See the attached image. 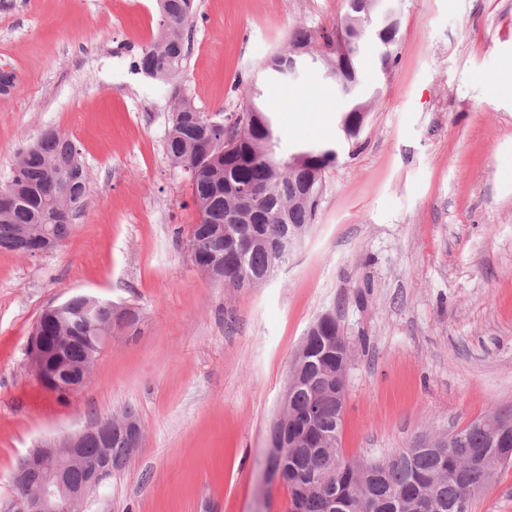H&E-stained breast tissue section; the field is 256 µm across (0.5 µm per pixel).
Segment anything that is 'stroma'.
I'll return each mask as SVG.
<instances>
[{"instance_id": "obj_1", "label": "stroma", "mask_w": 512, "mask_h": 512, "mask_svg": "<svg viewBox=\"0 0 512 512\" xmlns=\"http://www.w3.org/2000/svg\"><path fill=\"white\" fill-rule=\"evenodd\" d=\"M178 83L204 115L252 88L278 153L331 143L317 220L272 280L236 288L192 263L199 219L165 149L170 87L137 70L157 0H0V179L48 130L79 147L87 193L56 251H0V501L40 439L134 407L141 448L85 512H288L264 477L290 361L312 322L348 342L341 448L373 461L512 409V0H402L397 61L365 69L376 103L358 143L321 64L266 60L292 31L329 29L345 0H196ZM89 293L135 308L87 384L45 390L25 350L48 305Z\"/></svg>"}]
</instances>
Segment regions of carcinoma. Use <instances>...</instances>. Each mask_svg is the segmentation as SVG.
<instances>
[{
  "mask_svg": "<svg viewBox=\"0 0 512 512\" xmlns=\"http://www.w3.org/2000/svg\"><path fill=\"white\" fill-rule=\"evenodd\" d=\"M172 26L142 49L136 66L147 75L172 84L175 102L166 136V152L179 170L195 171L190 179L193 202L199 221L187 240L191 261L198 269L236 288L252 287L274 278L285 265L279 255L281 243L301 234L314 223L325 190V172L338 153L330 144L299 146L288 155H279V135L274 117L259 104L261 93L253 89L231 128L251 130L235 139L224 128H203L193 119L194 105L183 96L177 80L188 56L184 31L192 7L188 0H167ZM377 45L375 63L386 73L395 62L394 46L398 30L371 26ZM366 34L345 48L336 47L335 29H324L315 38L305 28L296 29L288 50L271 55L265 68L279 79H290L294 68L288 57L307 50L314 60H322L331 70L330 78L349 103L340 124L350 128L356 121L354 109L373 106L375 96L362 86L360 71ZM244 182L254 190L252 208L241 223L229 222L237 199L230 186ZM0 195V249L21 252L27 248L23 230L48 224L57 240H64L71 221L60 222L55 209L63 202L71 211L80 207L87 189V177L80 151L67 135L56 133L27 146L7 176ZM242 235L255 240L243 255L237 248ZM93 327L76 324V339L69 344L66 358L76 367L84 359ZM345 337L336 319L326 321L307 345L298 350L300 361L316 359L318 352L331 348L324 370H308L309 381L288 396V415L294 417L283 430L288 447L272 460L287 488L289 512H335L318 486L325 484L344 500L343 512H425L423 502L432 499L440 512H470L472 501L489 489L482 474L469 466L471 453L486 449L487 434L476 419L457 430L456 438L442 452L431 448H405L367 464L344 458L341 449L342 420L336 412V344ZM127 421H138L134 408L112 417V459L126 464L129 459Z\"/></svg>",
  "mask_w": 512,
  "mask_h": 512,
  "instance_id": "obj_1",
  "label": "carcinoma"
}]
</instances>
